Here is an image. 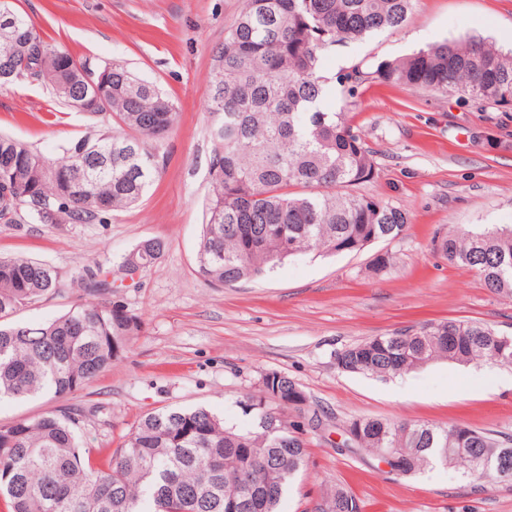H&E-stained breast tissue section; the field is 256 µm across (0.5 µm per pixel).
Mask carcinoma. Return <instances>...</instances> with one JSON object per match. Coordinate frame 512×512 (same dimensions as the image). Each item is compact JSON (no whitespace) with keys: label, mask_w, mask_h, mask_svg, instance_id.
Returning a JSON list of instances; mask_svg holds the SVG:
<instances>
[{"label":"carcinoma","mask_w":512,"mask_h":512,"mask_svg":"<svg viewBox=\"0 0 512 512\" xmlns=\"http://www.w3.org/2000/svg\"><path fill=\"white\" fill-rule=\"evenodd\" d=\"M417 0H243L212 54L208 112L212 150L208 194L196 252L199 275L232 287L260 278L286 260L317 252L359 253L395 240L408 214L352 188L377 174L376 162L345 112H325L323 55L338 45L402 26ZM14 24L0 26V74L37 82L64 107L87 102L93 130L49 157L0 134V223L105 222L139 204L165 165L162 141L173 130L174 102L119 62L77 58L46 42L15 0H0ZM378 79L442 96L512 107V51L483 38L444 41L371 71L340 78ZM434 249L472 270L485 288L512 297V225L438 230ZM144 267L161 260L159 237L133 248ZM52 265L0 255V399L52 393L62 399L112 367L142 319L117 301L87 300L44 323L18 322L32 304L62 291ZM477 321H427L336 352L352 374L395 377L428 361L491 362L512 367V335ZM278 371L247 396L253 422L228 425L205 408L150 412L104 453L79 436L97 405H62L0 425V496L6 512H224V488L253 497L249 512H279L289 485L308 464L303 438L317 415L297 403L271 408L264 393H296ZM280 430L268 432V420ZM343 447L397 459V475L432 465L476 475L498 463L512 438L459 424L355 419ZM318 512H360L357 498L336 487Z\"/></svg>","instance_id":"carcinoma-1"}]
</instances>
